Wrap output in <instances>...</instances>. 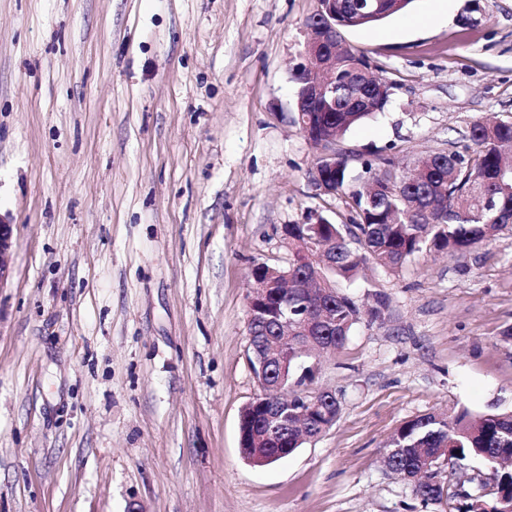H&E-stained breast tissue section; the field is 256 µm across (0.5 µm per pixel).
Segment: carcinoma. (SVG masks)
Masks as SVG:
<instances>
[{"label":"carcinoma","instance_id":"carcinoma-1","mask_svg":"<svg viewBox=\"0 0 512 512\" xmlns=\"http://www.w3.org/2000/svg\"><path fill=\"white\" fill-rule=\"evenodd\" d=\"M359 0H336L338 26L368 28L407 10L412 0H391L383 14L365 18ZM362 55L353 50L336 53V89L330 96L332 111L323 104L305 113L303 133L307 139L330 145L354 126L385 111L386 100L378 97L373 69L359 66ZM463 151L435 152L400 172L385 157L373 162L359 155L336 150V169L329 170L315 159L312 173L327 171L336 176V196L355 213L346 224H290L288 268L256 263L251 285L267 279L269 271H288V288H275L271 299L288 302V317L298 318L323 297L326 316L318 337L336 348L345 345L353 326L362 318L358 303L339 286L353 279L371 263L394 272L423 252L453 256L495 240L503 227L512 224V120L487 123L476 120L459 132ZM361 165L368 179L351 175L352 164ZM318 368L288 359L289 379L302 386L314 381ZM305 410L315 426L330 425L339 415L335 399L319 397L298 401L288 408L293 415ZM293 433L281 434L268 444L274 453L291 454L301 447ZM399 452L386 465L412 475L423 449H448L450 460L461 467L478 461L496 468L494 489L459 488L448 493L455 512H500L512 504V413L472 414L466 410L452 418L434 413L403 423L387 443Z\"/></svg>","mask_w":512,"mask_h":512}]
</instances>
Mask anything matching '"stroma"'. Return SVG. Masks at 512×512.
I'll list each match as a JSON object with an SVG mask.
<instances>
[{
    "label": "stroma",
    "mask_w": 512,
    "mask_h": 512,
    "mask_svg": "<svg viewBox=\"0 0 512 512\" xmlns=\"http://www.w3.org/2000/svg\"><path fill=\"white\" fill-rule=\"evenodd\" d=\"M318 0H0V512H449L383 465L416 416L512 411V226L343 290L363 319L326 355L336 423L243 460L260 392L254 263L282 230L350 221L293 121ZM344 43L391 87L344 148L400 165L512 118V0H414ZM12 224L0 217V286L10 274L13 257Z\"/></svg>",
    "instance_id": "1"
}]
</instances>
